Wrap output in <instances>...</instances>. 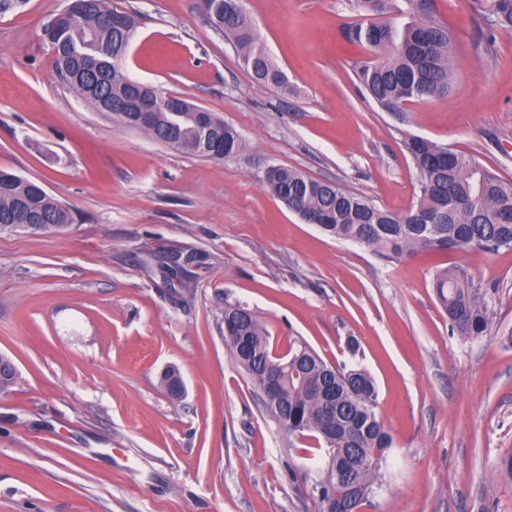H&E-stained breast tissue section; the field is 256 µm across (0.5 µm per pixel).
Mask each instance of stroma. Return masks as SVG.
<instances>
[{
    "label": "stroma",
    "instance_id": "1",
    "mask_svg": "<svg viewBox=\"0 0 512 512\" xmlns=\"http://www.w3.org/2000/svg\"><path fill=\"white\" fill-rule=\"evenodd\" d=\"M139 24L128 75L214 112L241 153L185 155L93 111L58 82L43 27L66 0L0 11V169L67 205L61 232L0 231V512H319L324 450L290 437L232 360L226 304L279 354L359 362L394 439L359 512H512V249L389 262L304 223L257 180L267 166L339 184L394 213L416 201L421 136L512 180V30L476 0H434L455 32L446 96L384 112L356 85L355 0H244L292 87L257 83L199 0H122ZM180 248L201 263L175 277ZM461 267L489 325L452 328L432 288ZM360 342L350 356L349 337ZM186 384H160L166 366Z\"/></svg>",
    "mask_w": 512,
    "mask_h": 512
}]
</instances>
